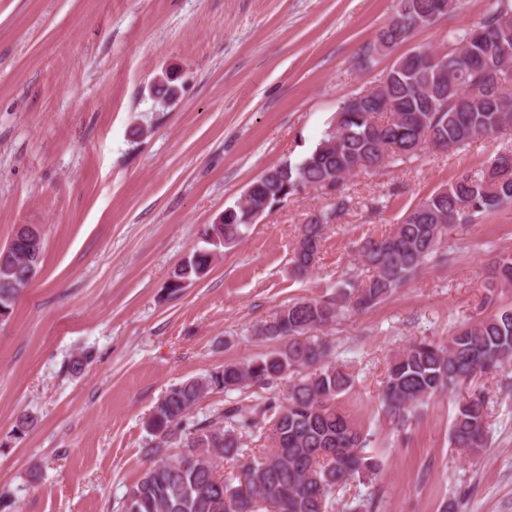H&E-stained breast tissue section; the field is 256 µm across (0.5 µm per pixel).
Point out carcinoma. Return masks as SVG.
I'll return each mask as SVG.
<instances>
[{"instance_id": "carcinoma-1", "label": "carcinoma", "mask_w": 512, "mask_h": 512, "mask_svg": "<svg viewBox=\"0 0 512 512\" xmlns=\"http://www.w3.org/2000/svg\"><path fill=\"white\" fill-rule=\"evenodd\" d=\"M434 0H399V9L368 43L371 56L405 41L432 24ZM451 53L429 57L420 52L399 58L381 79V95L392 101L390 116L375 117L374 100L343 101L331 128L297 164L267 170L252 182L254 209H270L306 189L340 185L350 169L377 168L408 157L427 132L435 145L455 148L512 127V91L503 86V47L512 50V5L496 0L481 21L448 34ZM512 201V160L501 154L481 173L465 172L418 202L395 230L369 238L358 248L367 278L342 281L336 292L302 298L281 308L254 334L273 341L272 350L246 362H229L203 376L171 386L147 420L150 435L144 454L150 466L125 494L124 512H329L333 490L355 478L374 479L380 460L365 451L369 435L358 428L336 399L350 390L354 377L336 363L322 330L387 300L445 243L448 228L471 224L479 215ZM335 193L321 211L307 218L289 259L294 277L315 267L326 229L349 209ZM241 203L228 207L218 222L205 225L204 246L170 276L175 294L203 278L222 248L239 241L250 226ZM44 251L31 256L28 245L12 240L0 249V319L9 318L31 285L30 268L40 271ZM512 288V254L498 259L489 292ZM512 366V307H500L456 328L446 341L423 339L393 355L383 389L386 413L405 425L411 410L431 399L467 389L452 416L450 443L470 454L490 446V401L473 380ZM288 383L287 395L275 393ZM261 390L247 413L234 404L194 422L193 409L207 394ZM271 443L268 450L224 476L218 467L245 456L243 433Z\"/></svg>"}]
</instances>
